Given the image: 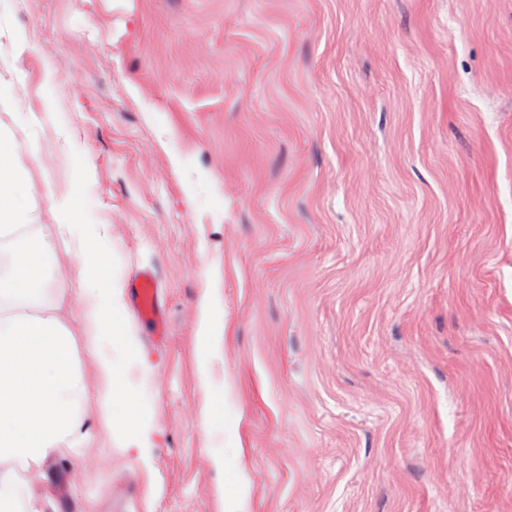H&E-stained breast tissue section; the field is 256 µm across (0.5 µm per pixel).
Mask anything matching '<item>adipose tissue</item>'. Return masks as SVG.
Returning <instances> with one entry per match:
<instances>
[{"mask_svg": "<svg viewBox=\"0 0 512 512\" xmlns=\"http://www.w3.org/2000/svg\"><path fill=\"white\" fill-rule=\"evenodd\" d=\"M15 153L12 140L0 134V251L12 256L9 270L0 274V512H35L19 496L22 473L52 457L78 456L90 438L76 344L97 358V403L118 426L122 447L148 458L154 435L143 414L147 386L128 381L135 343L106 236L72 222L56 227L60 243L77 245L88 257L83 275L91 296L84 335L77 340L44 310L54 251L14 198L22 179L21 167L11 162Z\"/></svg>", "mask_w": 512, "mask_h": 512, "instance_id": "obj_1", "label": "adipose tissue"}]
</instances>
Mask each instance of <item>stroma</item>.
<instances>
[{
	"instance_id": "obj_1",
	"label": "stroma",
	"mask_w": 512,
	"mask_h": 512,
	"mask_svg": "<svg viewBox=\"0 0 512 512\" xmlns=\"http://www.w3.org/2000/svg\"><path fill=\"white\" fill-rule=\"evenodd\" d=\"M0 127L47 241L71 199L158 282L150 464L91 436L41 512H512V0H0ZM83 258L54 314L82 337ZM225 324L207 422L200 302ZM214 461L221 470H224L225 485L230 490V500L233 505L229 512H244V477L235 471L226 470V468H224V455H215Z\"/></svg>"
}]
</instances>
